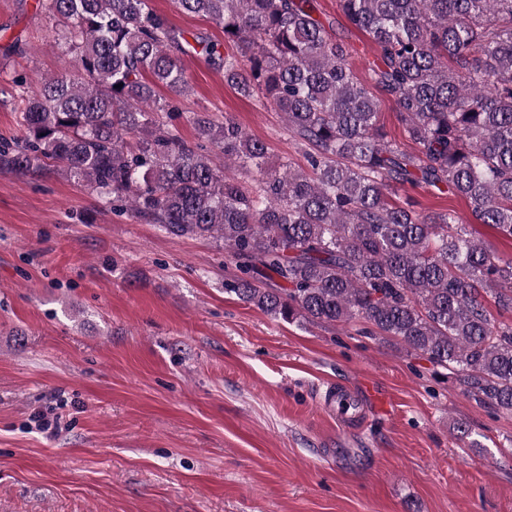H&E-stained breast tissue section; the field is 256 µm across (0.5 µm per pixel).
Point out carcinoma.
Segmentation results:
<instances>
[{"label":"carcinoma","instance_id":"cac0c4a2","mask_svg":"<svg viewBox=\"0 0 512 512\" xmlns=\"http://www.w3.org/2000/svg\"><path fill=\"white\" fill-rule=\"evenodd\" d=\"M176 3L224 43H190L149 0H40L76 72L35 94L14 80L21 132L0 141V171L55 169L170 236L221 240L240 300L290 322L366 323L512 413V322L484 302L512 312V257L450 213L391 201L407 183L434 187L512 239V0H339L377 47L367 81L317 0ZM192 54L282 112L307 169L269 165L267 144L228 115L156 97L188 94ZM373 87L414 151L382 130ZM182 116L196 141L167 123Z\"/></svg>","mask_w":512,"mask_h":512}]
</instances>
